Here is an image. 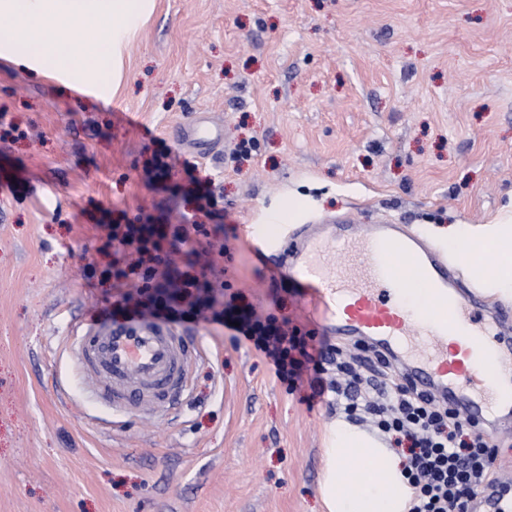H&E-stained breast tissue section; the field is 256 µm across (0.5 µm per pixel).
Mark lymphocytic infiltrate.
Masks as SVG:
<instances>
[{
  "label": "lymphocytic infiltrate",
  "instance_id": "f902f5d3",
  "mask_svg": "<svg viewBox=\"0 0 512 512\" xmlns=\"http://www.w3.org/2000/svg\"><path fill=\"white\" fill-rule=\"evenodd\" d=\"M113 249L135 255V277L115 271L113 286L124 319L144 314L177 326L199 322L230 331L271 365L288 389L309 385L314 395L332 393L347 419L367 422L389 437L406 459L413 489L408 512H468L492 473L495 451L475 423L430 394L389 375L388 361L344 359L339 347L289 326L249 304L221 302L206 275L170 265L168 246L209 237L203 224L156 226L136 218L106 227Z\"/></svg>",
  "mask_w": 512,
  "mask_h": 512
}]
</instances>
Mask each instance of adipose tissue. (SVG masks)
Wrapping results in <instances>:
<instances>
[{
  "instance_id": "obj_1",
  "label": "adipose tissue",
  "mask_w": 512,
  "mask_h": 512,
  "mask_svg": "<svg viewBox=\"0 0 512 512\" xmlns=\"http://www.w3.org/2000/svg\"><path fill=\"white\" fill-rule=\"evenodd\" d=\"M155 8L156 0H0V60L110 102L126 78L127 45ZM447 244L456 256L484 252L497 291L512 296V228L491 235L462 225ZM323 455L326 512H407L412 489L383 436L339 418ZM351 457L364 461L365 471H351Z\"/></svg>"
}]
</instances>
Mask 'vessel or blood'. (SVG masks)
I'll list each match as a JSON object with an SVG mask.
<instances>
[{"label": "vessel or blood", "mask_w": 512, "mask_h": 512, "mask_svg": "<svg viewBox=\"0 0 512 512\" xmlns=\"http://www.w3.org/2000/svg\"><path fill=\"white\" fill-rule=\"evenodd\" d=\"M198 156L218 151L221 127L198 116L181 129ZM255 253L311 293L327 333L368 338L403 373L434 397L461 408L473 421L512 419V324L479 306L488 279L463 288L441 252L393 222L354 224L324 219L270 237L250 229ZM342 263H335V256ZM415 286L421 306L405 312L402 291ZM64 350L96 382L95 392L119 412L168 418L188 384L195 357L182 332L143 317L117 324L66 328ZM471 512H512V470L486 484Z\"/></svg>", "instance_id": "1"}]
</instances>
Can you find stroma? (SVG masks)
<instances>
[{"label":"stroma","mask_w":512,"mask_h":512,"mask_svg":"<svg viewBox=\"0 0 512 512\" xmlns=\"http://www.w3.org/2000/svg\"><path fill=\"white\" fill-rule=\"evenodd\" d=\"M126 70L106 104L0 62V512H322L328 396L202 322L178 415L116 424L61 354L63 323L99 322L131 266L104 225L209 223L173 191L188 160L223 229L176 267L222 259L237 300L364 356L273 285L246 227L390 218L436 243L512 225V0H157ZM200 115L224 131L201 161L178 136ZM163 145L179 158L165 190L142 179Z\"/></svg>","instance_id":"obj_1"}]
</instances>
